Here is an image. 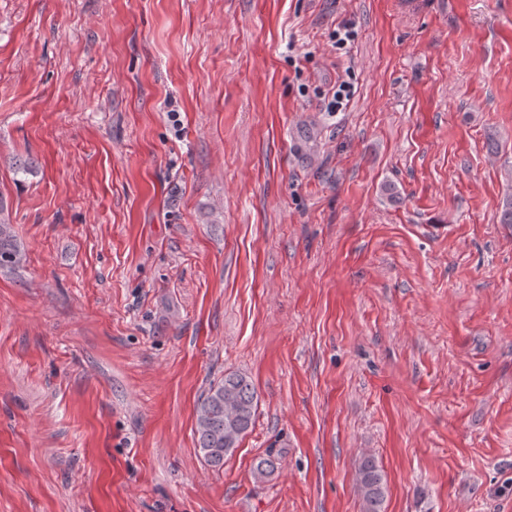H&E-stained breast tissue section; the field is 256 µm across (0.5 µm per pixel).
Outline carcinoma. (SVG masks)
Masks as SVG:
<instances>
[{
  "label": "carcinoma",
  "instance_id": "obj_1",
  "mask_svg": "<svg viewBox=\"0 0 512 512\" xmlns=\"http://www.w3.org/2000/svg\"><path fill=\"white\" fill-rule=\"evenodd\" d=\"M26 253L12 224L9 203L0 195V272H15L25 265ZM258 409V394L252 380L240 373H228L213 382L197 406L195 439L198 448H220L221 457L207 464L224 467V458L233 454L252 428ZM278 456L269 452L259 458L254 470L266 476L277 469ZM356 480L363 512H384L386 482L372 456L360 461Z\"/></svg>",
  "mask_w": 512,
  "mask_h": 512
}]
</instances>
